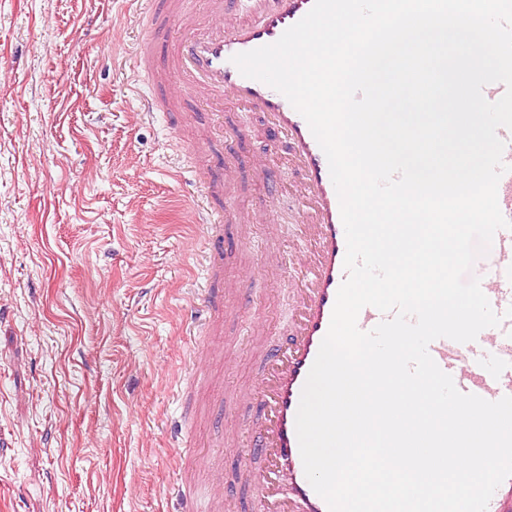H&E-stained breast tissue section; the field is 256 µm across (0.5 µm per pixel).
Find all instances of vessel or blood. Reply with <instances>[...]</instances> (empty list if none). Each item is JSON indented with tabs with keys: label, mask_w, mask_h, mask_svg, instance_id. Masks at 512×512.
I'll list each match as a JSON object with an SVG mask.
<instances>
[{
	"label": "vessel or blood",
	"mask_w": 512,
	"mask_h": 512,
	"mask_svg": "<svg viewBox=\"0 0 512 512\" xmlns=\"http://www.w3.org/2000/svg\"><path fill=\"white\" fill-rule=\"evenodd\" d=\"M314 0H246L245 17L228 12L226 0H207L205 13L189 0H169L167 26L181 30L169 41L164 60H157V34L143 35L136 54L144 89L138 109L152 116L170 109L172 99L204 104L230 98L263 114L272 145L287 147L289 168L301 174L300 212L293 236L301 245L288 269L291 295L288 337L257 348L259 371L234 394L236 402L256 407L249 429L248 455L259 459L244 469L252 498L261 512H329L327 503L308 482L296 433V414L309 371L329 328L338 290L347 276L345 230L340 203L327 158L306 120L290 102L267 84L247 78L233 63L234 55L276 42L312 8ZM509 172L498 183L503 216L512 221V130L497 131ZM209 186H201L193 210L194 223L209 228L213 241L223 237L224 218L209 202ZM495 313L499 326L483 329L476 340L459 343L434 340L429 354L457 389L489 401L512 396V228L498 230L487 260L471 270ZM217 486L199 483L180 495L181 512H213ZM487 512H512V477L494 492Z\"/></svg>",
	"instance_id": "obj_1"
}]
</instances>
